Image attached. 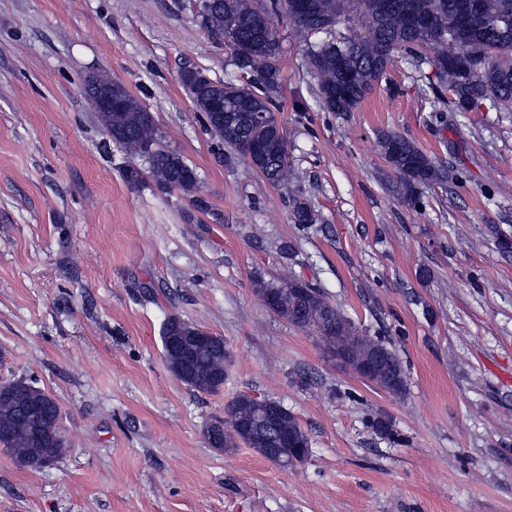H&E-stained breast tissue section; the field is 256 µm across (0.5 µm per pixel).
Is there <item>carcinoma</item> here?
<instances>
[{"label": "carcinoma", "mask_w": 512, "mask_h": 512, "mask_svg": "<svg viewBox=\"0 0 512 512\" xmlns=\"http://www.w3.org/2000/svg\"><path fill=\"white\" fill-rule=\"evenodd\" d=\"M291 2L266 0L259 9L257 0H204V26L230 50L231 65L246 81H209L198 69L180 72L183 88L209 131L224 144L226 158L243 159L274 187L286 189L299 180L297 169L281 158L282 124L276 112L281 110L283 76L277 17L288 19L306 41V66L317 81L318 101L326 112L357 108L403 53L417 67L431 66L436 79L432 88H448L461 111L487 99L512 106V31L505 36L497 26L501 20L512 22V0H362L375 29L354 40L336 39L343 0H314L310 13L294 11ZM86 94L104 126L112 129V141L127 155L141 157L147 147L155 148L147 175L159 187L189 196L197 192L195 169L161 145L153 113L123 84L93 76L86 80ZM379 144L409 200L415 199L419 187L447 181L448 173L414 140L385 132ZM290 220L308 230L316 217L307 202L295 199ZM255 288L279 318L301 329L308 324L318 328L324 346L345 348L353 359L370 351L380 353L389 391L402 392L404 373L396 352L380 336L361 335L321 289L294 277L259 280ZM164 329V336H178L184 342L179 352L165 349L169 370L195 392L215 394L224 389V339L178 316L169 317ZM274 406L295 444L310 450L297 417L278 401ZM267 409L255 397L240 393L229 405L228 419L206 426L205 439L222 451L243 444L281 466L280 457L268 453L272 432L264 423ZM59 417L56 400L35 381L0 382V444L18 466L42 469L64 455L66 444L48 431L58 426ZM368 427L383 438L397 437L382 416L369 417Z\"/></svg>", "instance_id": "cac0c4a2"}]
</instances>
